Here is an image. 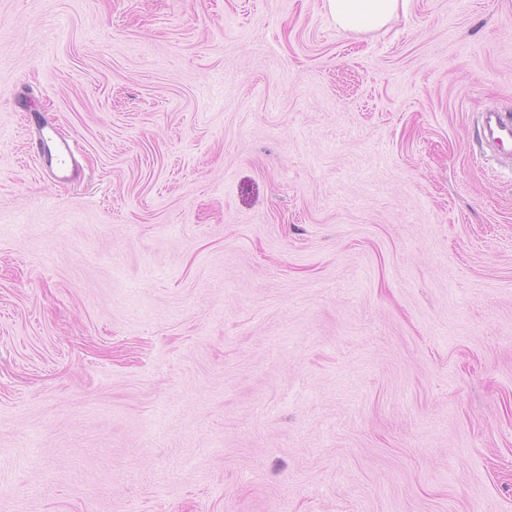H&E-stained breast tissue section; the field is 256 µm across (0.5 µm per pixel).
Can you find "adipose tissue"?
Segmentation results:
<instances>
[{
    "label": "adipose tissue",
    "mask_w": 512,
    "mask_h": 512,
    "mask_svg": "<svg viewBox=\"0 0 512 512\" xmlns=\"http://www.w3.org/2000/svg\"><path fill=\"white\" fill-rule=\"evenodd\" d=\"M410 0H324L336 26L346 32L365 33L383 29Z\"/></svg>",
    "instance_id": "1"
}]
</instances>
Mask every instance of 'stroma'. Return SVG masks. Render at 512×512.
Returning <instances> with one entry per match:
<instances>
[{
  "label": "stroma",
  "instance_id": "35a3bbf8",
  "mask_svg": "<svg viewBox=\"0 0 512 512\" xmlns=\"http://www.w3.org/2000/svg\"><path fill=\"white\" fill-rule=\"evenodd\" d=\"M491 109L512 0H0V512H512ZM410 0H324L336 26L346 32L365 33L383 29ZM73 160L74 153L71 144L68 141H62L57 148L55 157H51L47 160V164L56 178L67 179L69 161L72 163Z\"/></svg>",
  "mask_w": 512,
  "mask_h": 512
}]
</instances>
